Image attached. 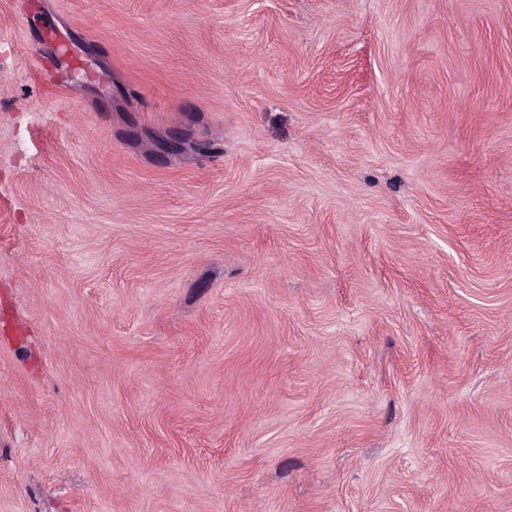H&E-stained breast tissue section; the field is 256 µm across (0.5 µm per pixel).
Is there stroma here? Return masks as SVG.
<instances>
[{
	"instance_id": "stroma-1",
	"label": "stroma",
	"mask_w": 512,
	"mask_h": 512,
	"mask_svg": "<svg viewBox=\"0 0 512 512\" xmlns=\"http://www.w3.org/2000/svg\"><path fill=\"white\" fill-rule=\"evenodd\" d=\"M0 512H512V0H0Z\"/></svg>"
}]
</instances>
